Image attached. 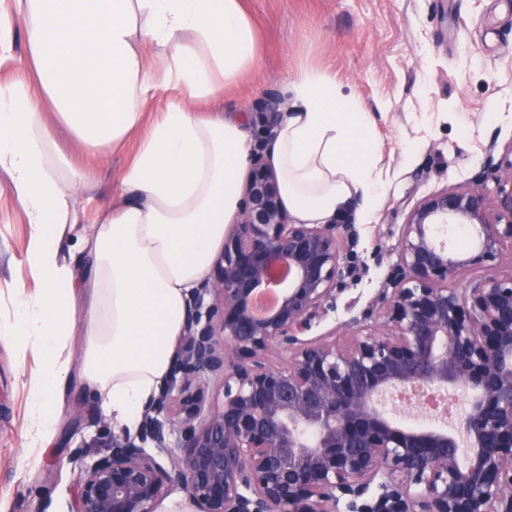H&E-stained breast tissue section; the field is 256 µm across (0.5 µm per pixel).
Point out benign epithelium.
Masks as SVG:
<instances>
[{"label":"benign epithelium","instance_id":"benign-epithelium-1","mask_svg":"<svg viewBox=\"0 0 512 512\" xmlns=\"http://www.w3.org/2000/svg\"><path fill=\"white\" fill-rule=\"evenodd\" d=\"M495 148L476 184L410 209L374 323L315 338L361 270L354 217L294 223L253 148L242 209L188 311L180 380L145 405L139 435L110 437L81 470L76 512H157L175 487L194 512H512V143L497 161ZM450 226L475 245L448 242ZM476 267L492 274L461 281ZM268 288L278 303L259 314ZM208 379L222 390L210 406ZM426 390L465 397L455 432L381 405ZM161 416L177 421L174 446Z\"/></svg>","mask_w":512,"mask_h":512}]
</instances>
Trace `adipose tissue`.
<instances>
[{"label":"adipose tissue","instance_id":"ef3b65f1","mask_svg":"<svg viewBox=\"0 0 512 512\" xmlns=\"http://www.w3.org/2000/svg\"><path fill=\"white\" fill-rule=\"evenodd\" d=\"M21 21L35 81L0 84V172L30 226L34 288L13 291L0 339L33 350L30 448H51L59 398L72 379L131 431L169 375L188 298L208 276L240 209L250 135L244 122L204 115L201 105L256 63L242 0H9L0 45ZM153 56L158 69H148ZM179 95L151 124L142 107L161 87ZM271 161L289 214L324 224L361 200L370 215L385 194L374 124L358 100L325 74L286 87ZM72 132L83 157H62L44 104ZM137 139L114 198L86 238L90 268L61 259L77 202L107 148ZM82 335L79 373L64 353Z\"/></svg>","mask_w":512,"mask_h":512}]
</instances>
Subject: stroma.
I'll return each instance as SVG.
<instances>
[{"instance_id": "stroma-1", "label": "stroma", "mask_w": 512, "mask_h": 512, "mask_svg": "<svg viewBox=\"0 0 512 512\" xmlns=\"http://www.w3.org/2000/svg\"><path fill=\"white\" fill-rule=\"evenodd\" d=\"M258 45L255 66L206 102L261 135L260 114L286 111L287 80L302 71L330 74L375 122L385 195L370 218H356L355 251L369 267L347 282L338 309L312 331L330 334L362 319L387 273L372 263L389 254L413 205L447 187L469 186L490 141L512 143V0H243ZM136 141L106 152L94 189L79 199L93 220L129 165ZM30 227L0 177V316L18 286L33 287L26 259ZM34 351L0 340V512H75V463L91 465L114 425L73 384L60 403L53 452L34 460L29 382Z\"/></svg>"}]
</instances>
